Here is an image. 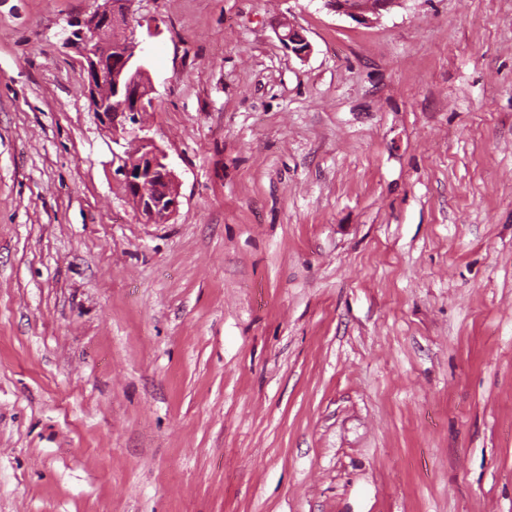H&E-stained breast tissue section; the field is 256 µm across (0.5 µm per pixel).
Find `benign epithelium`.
Masks as SVG:
<instances>
[{"label":"benign epithelium","mask_w":512,"mask_h":512,"mask_svg":"<svg viewBox=\"0 0 512 512\" xmlns=\"http://www.w3.org/2000/svg\"><path fill=\"white\" fill-rule=\"evenodd\" d=\"M136 0H104V6L90 15L80 29L87 73L85 94L91 112L112 129V141L120 143L125 122H137L139 115L153 107L152 86L147 79L143 39L134 24ZM338 13L365 22L380 17L400 0H325ZM280 40L296 56L311 51L307 38L295 26L281 24ZM117 156L115 178L124 188L127 201L146 224H166L179 208V180L167 163V155L155 141L136 137Z\"/></svg>","instance_id":"obj_1"}]
</instances>
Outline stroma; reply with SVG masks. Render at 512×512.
<instances>
[{
    "mask_svg": "<svg viewBox=\"0 0 512 512\" xmlns=\"http://www.w3.org/2000/svg\"><path fill=\"white\" fill-rule=\"evenodd\" d=\"M95 7L0 0V512H512V0H138L165 224ZM103 7L82 24L79 40L87 73L85 94L98 121L112 129V141L125 150L115 157V178L127 201L146 224H165L179 208V180L167 163V155L148 136L120 142L125 122L136 124L139 115L153 107V89L147 79L144 40L138 36L133 6L136 0H104ZM123 26L121 34L114 32ZM113 32L112 39L108 37ZM122 130V132H120ZM325 2L336 12L364 23L370 21L368 14L379 19L383 11H388L400 0H325ZM280 27L284 29L281 33L278 32L280 40L296 56L300 58L306 57L311 51V45L301 31L290 23H283Z\"/></svg>",
    "mask_w": 512,
    "mask_h": 512,
    "instance_id": "1",
    "label": "stroma"
}]
</instances>
